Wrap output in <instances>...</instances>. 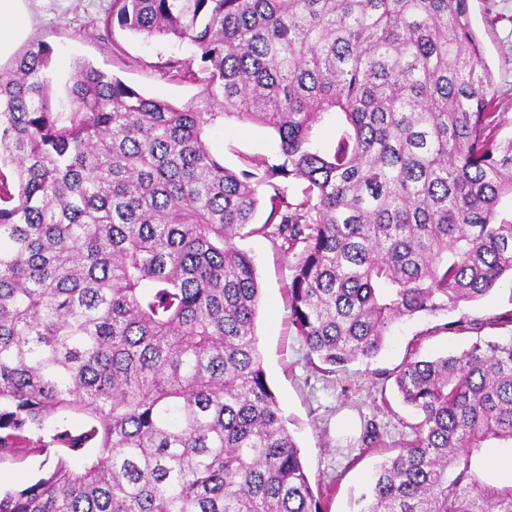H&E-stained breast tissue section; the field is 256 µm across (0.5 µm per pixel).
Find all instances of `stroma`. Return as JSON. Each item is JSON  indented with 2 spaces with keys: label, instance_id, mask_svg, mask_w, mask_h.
I'll list each match as a JSON object with an SVG mask.
<instances>
[{
  "label": "stroma",
  "instance_id": "35a3bbf8",
  "mask_svg": "<svg viewBox=\"0 0 512 512\" xmlns=\"http://www.w3.org/2000/svg\"><path fill=\"white\" fill-rule=\"evenodd\" d=\"M112 0H28L26 37L15 55L32 43L53 49L52 72L58 83L73 73L76 60L120 78L145 96L183 106L201 86L191 79L164 75L172 57L190 58L194 49L170 37L148 38L120 28H105ZM471 27L484 48L499 101L500 137H512V0H469ZM225 167L241 171L251 157L276 160L279 138L270 127L225 119L208 135ZM239 248L255 259L261 286L255 333L267 380L285 424L301 448L312 485H331L328 512H353L355 499L367 488L374 468L395 454L411 435L415 414L395 389L398 367L412 358L460 352L476 337L512 334V280L497 290L451 310L420 313L395 322L384 349L374 359L322 374L312 369L307 348L288 325V288L292 261L269 237L245 236ZM374 423L380 448L365 449L367 423ZM43 458L17 451L0 459V491L22 488L40 473Z\"/></svg>",
  "mask_w": 512,
  "mask_h": 512
}]
</instances>
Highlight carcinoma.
Instances as JSON below:
<instances>
[{
    "label": "carcinoma",
    "mask_w": 512,
    "mask_h": 512,
    "mask_svg": "<svg viewBox=\"0 0 512 512\" xmlns=\"http://www.w3.org/2000/svg\"><path fill=\"white\" fill-rule=\"evenodd\" d=\"M468 10L112 0L106 28L194 47L165 64L201 82L182 107L85 60L61 95L44 42L0 70V457L24 440L53 458L0 512H325L266 381L235 239L272 234L294 259L289 323L323 373L512 274V137ZM331 112L345 129L322 150ZM226 116L278 134V162L249 159L262 179L211 149ZM395 385L418 422L358 512H512L489 460L512 455V336L410 359Z\"/></svg>",
    "instance_id": "1"
}]
</instances>
